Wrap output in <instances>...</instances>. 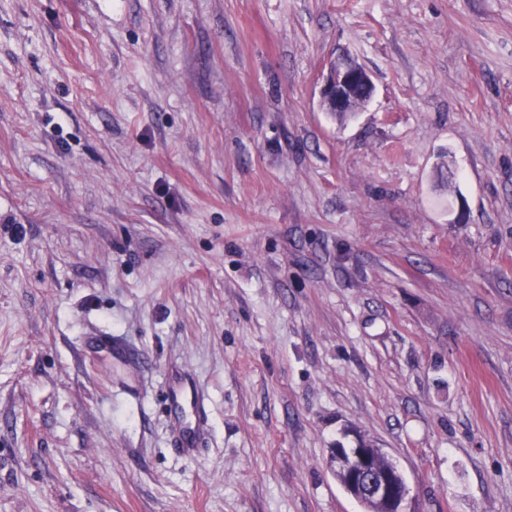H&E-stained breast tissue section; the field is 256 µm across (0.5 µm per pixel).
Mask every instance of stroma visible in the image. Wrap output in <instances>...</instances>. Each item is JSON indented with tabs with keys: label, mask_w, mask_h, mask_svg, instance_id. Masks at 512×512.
<instances>
[{
	"label": "stroma",
	"mask_w": 512,
	"mask_h": 512,
	"mask_svg": "<svg viewBox=\"0 0 512 512\" xmlns=\"http://www.w3.org/2000/svg\"><path fill=\"white\" fill-rule=\"evenodd\" d=\"M362 434L512 512V0H0V512H363ZM374 93L367 70L350 60L330 61L319 90L320 105L330 112H357ZM170 400L175 409L180 410L186 405L196 412L199 423L206 420V412L202 406L196 385L190 380L175 382L170 385Z\"/></svg>",
	"instance_id": "stroma-1"
}]
</instances>
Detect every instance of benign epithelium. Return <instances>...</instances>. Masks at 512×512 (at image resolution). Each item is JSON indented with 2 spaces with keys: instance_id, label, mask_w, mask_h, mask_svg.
<instances>
[{
  "instance_id": "benign-epithelium-1",
  "label": "benign epithelium",
  "mask_w": 512,
  "mask_h": 512,
  "mask_svg": "<svg viewBox=\"0 0 512 512\" xmlns=\"http://www.w3.org/2000/svg\"><path fill=\"white\" fill-rule=\"evenodd\" d=\"M374 84L367 70L350 60L329 63L319 90L320 105L330 112L352 113L368 101ZM367 448H332L327 464L344 478V490L355 500L373 507L371 512H402L410 494L409 485L400 483L398 469H379Z\"/></svg>"
}]
</instances>
